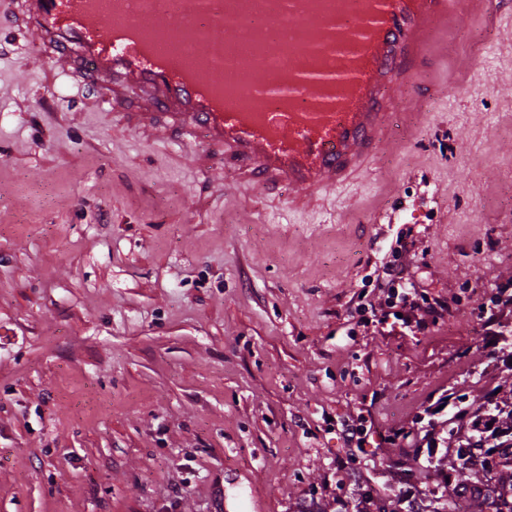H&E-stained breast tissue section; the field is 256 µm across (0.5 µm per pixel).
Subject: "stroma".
Returning <instances> with one entry per match:
<instances>
[{"label":"stroma","mask_w":512,"mask_h":512,"mask_svg":"<svg viewBox=\"0 0 512 512\" xmlns=\"http://www.w3.org/2000/svg\"><path fill=\"white\" fill-rule=\"evenodd\" d=\"M496 2L434 36L394 146L296 210L31 63L0 0V512H289L381 481L391 431L505 369L482 311L512 291ZM390 260L439 320L377 324Z\"/></svg>","instance_id":"1"}]
</instances>
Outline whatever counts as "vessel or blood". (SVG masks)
I'll return each instance as SVG.
<instances>
[{"mask_svg": "<svg viewBox=\"0 0 512 512\" xmlns=\"http://www.w3.org/2000/svg\"><path fill=\"white\" fill-rule=\"evenodd\" d=\"M223 0H201L194 24L212 23ZM494 0H341L337 11L308 16L315 26H340L351 39L371 33L355 69L325 95L306 85L288 95L257 97L254 87L235 102L216 99L170 61L127 46L107 24L98 0H22L18 20L40 58L62 72L80 73L113 107L136 98L138 127L157 137L201 136L214 149L228 182L288 183L291 202L305 207L311 192L346 181L386 140L390 109L415 83L432 37L457 16L489 19ZM185 23V15L159 0L137 25Z\"/></svg>", "mask_w": 512, "mask_h": 512, "instance_id": "obj_1", "label": "vessel or blood"}]
</instances>
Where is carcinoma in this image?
Masks as SVG:
<instances>
[{"mask_svg":"<svg viewBox=\"0 0 512 512\" xmlns=\"http://www.w3.org/2000/svg\"><path fill=\"white\" fill-rule=\"evenodd\" d=\"M448 400V437L429 439L425 456L412 449L409 466L394 462L422 485L427 510L397 492L391 482L375 487L354 476V512H448L447 491L462 500L463 512H512V375L499 378L494 394Z\"/></svg>","mask_w":512,"mask_h":512,"instance_id":"obj_1","label":"carcinoma"}]
</instances>
